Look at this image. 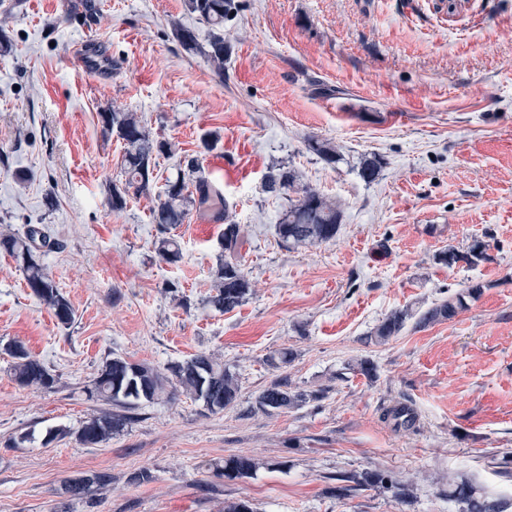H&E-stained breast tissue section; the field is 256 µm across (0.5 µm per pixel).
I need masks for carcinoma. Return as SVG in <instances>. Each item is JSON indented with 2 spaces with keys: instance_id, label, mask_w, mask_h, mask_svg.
<instances>
[{
  "instance_id": "obj_1",
  "label": "carcinoma",
  "mask_w": 512,
  "mask_h": 512,
  "mask_svg": "<svg viewBox=\"0 0 512 512\" xmlns=\"http://www.w3.org/2000/svg\"><path fill=\"white\" fill-rule=\"evenodd\" d=\"M189 13L210 26L209 50L207 57L214 73L224 79V61L229 54V47L224 43V19L234 8L233 0H185ZM175 35L181 46L191 52L198 48L196 34L193 30L178 26ZM103 129L110 135H116L124 144L121 170L125 177L124 186L116 184L109 188L107 203L114 211L126 207L129 193L143 195L150 193L155 181V157L171 152V145L165 141H155L150 137L141 118L133 112L112 109L102 115ZM309 148L327 161H336V149L326 141L311 139ZM187 170L180 171L174 178H166L162 194L158 195L156 205L151 211L153 223L166 229L175 224H182L191 209L215 210L216 219L223 216L216 211L220 204V191L206 178L198 175L199 167L191 159L186 164ZM297 176L282 168H272L266 176L265 188L269 193L285 195L289 192L300 194L297 202L288 206L277 234L285 244L312 245L327 242L336 237L342 212L336 203L327 199L317 190L303 186L296 187ZM40 247L50 249L54 246L44 233L35 226L28 228L25 237L0 234V252L9 254L20 264L28 288L33 294L48 305L58 322L68 325L73 319L70 302L60 293L46 268L36 257L35 242ZM240 246V227L237 224L224 225L223 251L228 258L220 260L215 272L216 294L210 303L218 310L229 311L239 306L250 289L249 280L241 270L236 255ZM484 241L476 239L467 252L458 253L450 249L438 257V261L453 265L463 261L476 266L488 259ZM157 252L167 263L180 259V250L172 238L158 241ZM479 283L466 286L465 291L456 296V302L436 304L421 312L417 325H427L455 316L457 310L466 306L465 298H474L480 294ZM413 314L406 309L391 312L374 329V338L385 342L398 335ZM6 351L14 359V380L24 387H36L43 390L54 388L56 380L50 370L39 360L30 355L27 348L19 341L7 344ZM175 378V387L182 389L196 400H201L211 410H222L234 405L240 393L236 376L224 365L205 354H197L184 362L171 367ZM166 379L154 368L132 363L116 356L100 370L94 382L98 397L111 405V409L85 421L75 432L77 441L85 447L93 448L112 438V435L124 430L131 423V412L142 403H152L164 392ZM306 400L303 393L293 392L281 379L272 381L256 397V408L271 413L296 406ZM257 463L251 457L233 455L224 459V466L218 468L219 475L227 480L248 478L254 474ZM112 483L108 473H95L81 478V482L64 484V493L81 498L90 488H104ZM457 495L467 503V512H499L494 501H478L473 498L471 490L461 485L456 489Z\"/></svg>"
}]
</instances>
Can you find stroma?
Returning <instances> with one entry per match:
<instances>
[{
    "mask_svg": "<svg viewBox=\"0 0 512 512\" xmlns=\"http://www.w3.org/2000/svg\"><path fill=\"white\" fill-rule=\"evenodd\" d=\"M234 3L219 77L174 37L179 24L208 39L184 0H0L11 45L0 55V232L33 225L54 241L40 259L74 310L59 324L0 252V512H224L240 498L256 512H466L452 494L461 483L512 512V0L453 13L444 0ZM82 39L102 42L106 72L74 63ZM114 107L172 143L158 178L194 159L223 194L251 285L238 307L210 302L225 223L195 210L161 230L151 193L108 206L123 180V144L101 121ZM312 138L340 161L311 152ZM367 157L382 162L372 182L359 175ZM278 165L336 202L334 239L281 241L288 199L264 188ZM164 234L178 262L159 259ZM476 238L488 261H438ZM472 283L479 297L453 318L371 340L391 311L425 310ZM13 340L54 374L52 390L15 382ZM284 348L292 360L274 370L267 359ZM198 353L236 374L235 406L211 412L182 393L142 404L98 447L45 443L49 429L105 410L94 381L112 357L164 372ZM279 374L306 403L254 409ZM398 403L412 427L387 417ZM232 455L253 458L255 474L218 479ZM142 468L152 481L129 485ZM100 471L106 489L64 494L66 478ZM347 472L380 480L331 495Z\"/></svg>",
    "mask_w": 512,
    "mask_h": 512,
    "instance_id": "obj_1",
    "label": "stroma"
}]
</instances>
